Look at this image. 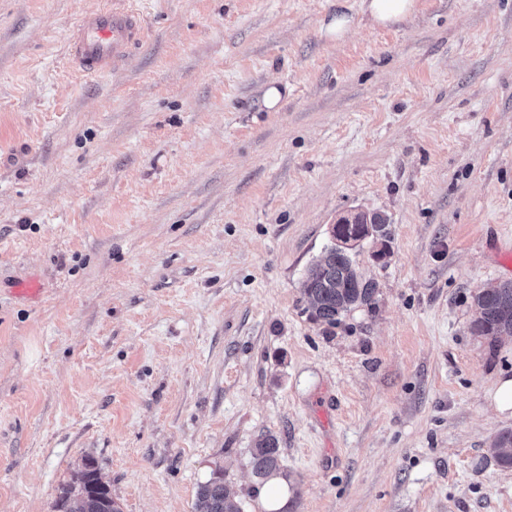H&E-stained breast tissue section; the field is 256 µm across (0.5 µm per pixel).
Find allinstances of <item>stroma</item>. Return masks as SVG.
I'll return each instance as SVG.
<instances>
[{
  "mask_svg": "<svg viewBox=\"0 0 512 512\" xmlns=\"http://www.w3.org/2000/svg\"><path fill=\"white\" fill-rule=\"evenodd\" d=\"M113 2L0 0V512H54L88 459L122 512H195L217 469L263 512L268 434L288 512H512V336L470 331L512 281V0L375 29L360 0H124L144 40L75 74ZM372 210L373 307L313 322L332 225ZM369 213H371V211H361L351 216L341 217L337 222L338 224H341L338 233L344 236L348 234H352L354 236H361L365 234L367 237L381 239V249L377 250L375 255L385 256L388 248V242L391 239L389 219L387 215L382 212L379 213L372 211V214L370 215ZM351 220L354 223L360 224H349ZM368 221L370 222V231H368V227H365V224H367ZM490 452L501 466L512 467V430L500 432L492 441ZM251 467L254 477L260 484L279 473L280 448L275 436L266 435L251 449Z\"/></svg>",
  "mask_w": 512,
  "mask_h": 512,
  "instance_id": "stroma-1",
  "label": "stroma"
}]
</instances>
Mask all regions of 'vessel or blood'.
Segmentation results:
<instances>
[{
	"label": "vessel or blood",
	"mask_w": 512,
	"mask_h": 512,
	"mask_svg": "<svg viewBox=\"0 0 512 512\" xmlns=\"http://www.w3.org/2000/svg\"><path fill=\"white\" fill-rule=\"evenodd\" d=\"M144 26L132 12L98 9L85 12L70 40V56L81 74H100L126 58L142 38Z\"/></svg>",
	"instance_id": "vessel-or-blood-1"
}]
</instances>
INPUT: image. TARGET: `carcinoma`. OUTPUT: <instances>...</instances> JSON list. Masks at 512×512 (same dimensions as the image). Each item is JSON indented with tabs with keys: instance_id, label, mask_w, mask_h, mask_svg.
<instances>
[{
	"instance_id": "carcinoma-1",
	"label": "carcinoma",
	"mask_w": 512,
	"mask_h": 512,
	"mask_svg": "<svg viewBox=\"0 0 512 512\" xmlns=\"http://www.w3.org/2000/svg\"><path fill=\"white\" fill-rule=\"evenodd\" d=\"M342 235L363 234L380 240L381 249L376 254L384 256L391 239L389 219L386 214L361 211L338 220ZM304 294L309 301L310 318L319 324L334 327L352 309L370 305L376 294V283L363 280L346 247L331 245L310 268L305 280ZM475 318L471 331L479 336H512V282H503L489 288H480L473 295ZM490 452L502 466L512 467V430L500 432L492 441ZM252 473L259 483H264L279 473L280 448L273 435L263 437L251 449ZM74 486L62 488L55 501V512H120L112 493L98 498L86 496L70 504ZM197 512H242L240 503L224 474L215 470L197 490Z\"/></svg>"
}]
</instances>
